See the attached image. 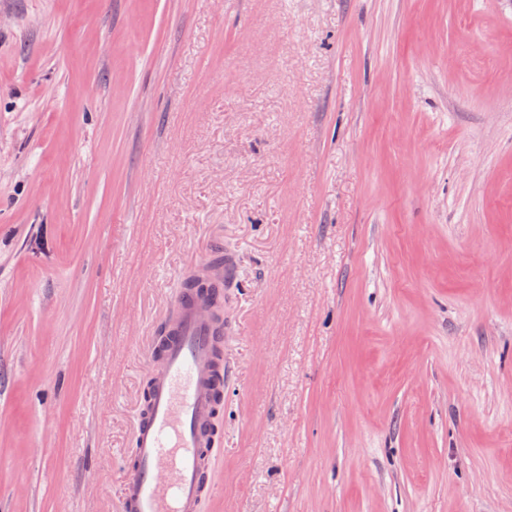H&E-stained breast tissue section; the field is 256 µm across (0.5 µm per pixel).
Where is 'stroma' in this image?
<instances>
[{
    "label": "stroma",
    "mask_w": 512,
    "mask_h": 512,
    "mask_svg": "<svg viewBox=\"0 0 512 512\" xmlns=\"http://www.w3.org/2000/svg\"><path fill=\"white\" fill-rule=\"evenodd\" d=\"M228 250L199 512H512V0H0V512H119Z\"/></svg>",
    "instance_id": "1"
}]
</instances>
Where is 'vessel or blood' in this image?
Listing matches in <instances>:
<instances>
[{"instance_id": "obj_1", "label": "vessel or blood", "mask_w": 512, "mask_h": 512, "mask_svg": "<svg viewBox=\"0 0 512 512\" xmlns=\"http://www.w3.org/2000/svg\"><path fill=\"white\" fill-rule=\"evenodd\" d=\"M236 257L205 260L185 271L164 322L161 350H150L151 387L139 414L127 460L119 512H198L209 492L210 428L224 389L225 368L217 356L229 321L216 318L214 283L231 284Z\"/></svg>"}]
</instances>
